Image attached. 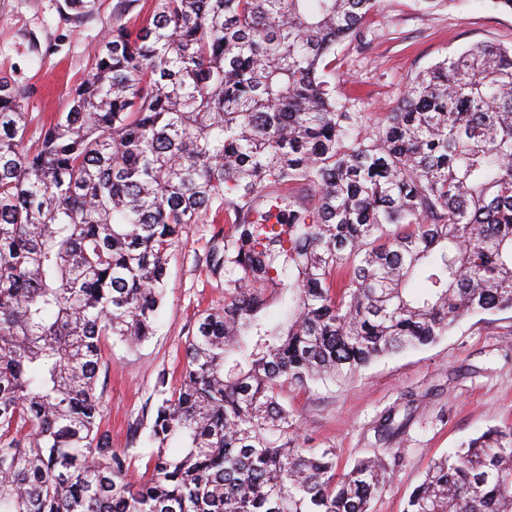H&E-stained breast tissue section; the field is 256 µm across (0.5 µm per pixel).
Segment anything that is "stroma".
<instances>
[{"instance_id": "35a3bbf8", "label": "stroma", "mask_w": 512, "mask_h": 512, "mask_svg": "<svg viewBox=\"0 0 512 512\" xmlns=\"http://www.w3.org/2000/svg\"><path fill=\"white\" fill-rule=\"evenodd\" d=\"M62 4L0 0V77L25 91L31 145L67 111L112 27L134 14L127 0H99L80 19ZM486 43L512 48V11L491 0H446L434 9L423 0H380L363 41L344 42L327 57L325 79L345 111L366 115V135L397 105L410 78ZM213 232L210 224L189 225L171 248L154 335L136 347L105 343L103 421L136 476L152 466L148 436L162 386L178 384L199 314L224 302L223 282L207 275ZM280 400L299 421L301 444L334 449L339 470L383 459L387 484L370 512H404L432 460L486 428L512 426V311L468 317L437 343L377 360L340 384L283 386ZM389 418L391 436L384 429Z\"/></svg>"}]
</instances>
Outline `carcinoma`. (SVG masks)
<instances>
[{
    "mask_svg": "<svg viewBox=\"0 0 512 512\" xmlns=\"http://www.w3.org/2000/svg\"><path fill=\"white\" fill-rule=\"evenodd\" d=\"M377 2L149 0L33 148L0 77V512H369L384 463L337 472L280 389L512 310V49L416 75L363 138L322 65ZM189 224L224 225V306L200 314L134 480L103 428L104 343L153 335ZM405 512H512V428L431 464Z\"/></svg>",
    "mask_w": 512,
    "mask_h": 512,
    "instance_id": "1",
    "label": "carcinoma"
}]
</instances>
